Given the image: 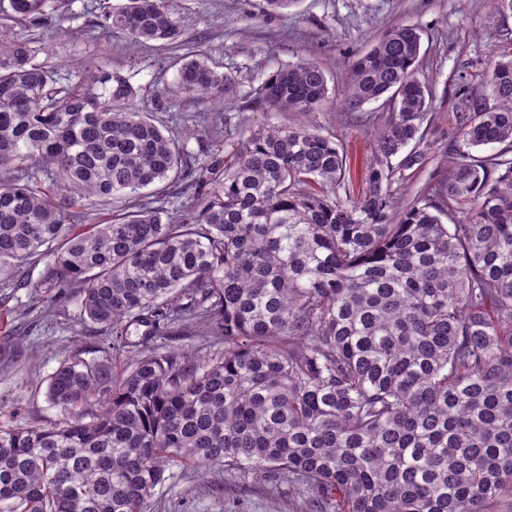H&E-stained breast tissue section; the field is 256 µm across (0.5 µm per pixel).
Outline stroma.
<instances>
[{
	"instance_id": "obj_1",
	"label": "stroma",
	"mask_w": 512,
	"mask_h": 512,
	"mask_svg": "<svg viewBox=\"0 0 512 512\" xmlns=\"http://www.w3.org/2000/svg\"><path fill=\"white\" fill-rule=\"evenodd\" d=\"M91 0H74L73 14L59 28L41 32L46 57L67 75L77 67L106 61L136 86L156 90L173 83L171 50L159 44L131 43L118 31L107 33L84 15ZM187 41L208 53L215 68L237 81L234 96L217 102L206 96L178 100L168 110H155L159 122L210 125L224 112L232 132L247 137L256 124L306 123L335 140L347 157L350 173L339 191L358 199L372 158L371 133L386 122L383 102L361 111L343 109L350 62L390 27L412 25L422 33L419 77L434 93L420 137L412 148L426 157L423 166L406 167L395 157L389 186L396 208L416 199L425 187L445 180L452 151L461 140L456 119L457 93L474 83L507 46H512V11L499 10L498 0H297L277 13L265 0H169ZM301 59L319 61L327 72L329 100L305 115L299 112L252 111L249 97L268 73ZM106 337L79 318L69 302L44 312L30 290L0 289V424H41L58 420L60 412L46 398L47 379L67 356L98 357ZM185 512H224L237 503L240 512H301V499L287 480L264 482L220 469H178L174 485L160 490L151 512H172L177 498Z\"/></svg>"
}]
</instances>
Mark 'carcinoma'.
Segmentation results:
<instances>
[{
	"label": "carcinoma",
	"mask_w": 512,
	"mask_h": 512,
	"mask_svg": "<svg viewBox=\"0 0 512 512\" xmlns=\"http://www.w3.org/2000/svg\"><path fill=\"white\" fill-rule=\"evenodd\" d=\"M71 2L0 0V288L77 300L128 363L64 358L46 391L62 417L0 425V512H148L180 466L286 477L305 512L512 502V48L458 94L461 144L435 199L394 214L391 159L432 104L416 27L388 29L350 63L345 109L392 104L352 202L337 196L336 142L305 124L226 138L196 165L188 144L202 132L165 134L126 76L99 64L62 77L36 38L6 36L57 26ZM99 27L183 43L166 0L108 6ZM174 65L171 100L236 92L199 49ZM328 99L307 59L253 89L261 112ZM175 179L181 206L136 199L75 230L81 208ZM191 322L224 347H154Z\"/></svg>",
	"instance_id": "obj_1"
}]
</instances>
